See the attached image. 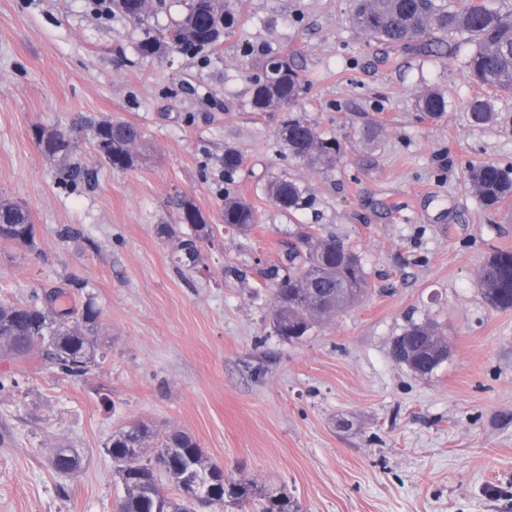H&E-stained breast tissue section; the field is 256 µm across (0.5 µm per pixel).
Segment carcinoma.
<instances>
[{
  "label": "carcinoma",
  "mask_w": 512,
  "mask_h": 512,
  "mask_svg": "<svg viewBox=\"0 0 512 512\" xmlns=\"http://www.w3.org/2000/svg\"><path fill=\"white\" fill-rule=\"evenodd\" d=\"M182 17L160 34L149 30L137 44L143 58H155L165 51L197 55L218 45L221 37L232 35L238 25L234 0H183ZM112 10L144 24L140 0H112ZM349 18L369 42L394 46L418 42L435 55L453 50L451 42L462 39L473 45L466 69L482 94L468 105L470 121L483 124L496 117L493 97L512 94V7L494 8L486 0H351ZM264 73L251 80L247 107L252 112H285L277 133L281 155L317 169L322 174L335 170L343 156L340 142L319 131L302 114L290 113L291 106L305 90V83L288 58L268 56L255 63ZM422 117L437 120L448 111L444 94L431 89L416 101ZM93 146L100 160L110 168L128 169L135 163L133 147L143 138L133 124L110 118L89 119ZM34 136L45 156L59 163L73 184L88 180L89 173L71 163L74 142L57 136L56 129L36 126ZM224 184L237 182L244 166L242 152L224 148L221 158ZM473 193L487 208L512 198V168L494 162L472 164L466 170ZM270 200L283 212L292 214L310 204L307 190L286 176L272 178L266 187ZM180 223L187 231L170 224L159 227L160 236L177 241V262L196 264L199 243L213 236V227L186 195L179 200ZM220 219L225 226L247 233L259 223L256 210L242 197L224 190ZM35 224L22 204L0 201V242L32 247ZM261 285L270 289L272 327L275 335L288 342L302 340L322 321L361 302L369 294L368 279L360 253L343 240L303 224L288 241L280 262L258 271ZM477 286L492 307L512 309V250L489 255L477 274ZM55 299L35 298L26 304L0 302V358L22 363L34 356L55 366L61 373L79 377L97 362L100 310L91 302L79 309L54 306ZM444 334L431 320L410 321L392 343L394 360L410 366L419 376L431 374L429 364L448 351ZM115 477L124 496L119 512H191L184 491L193 482L213 494L214 507L242 505L260 494L267 498L262 512H297L286 494L258 492L252 481L234 479L210 462L197 441L187 433L172 432L158 440L144 422L132 423L112 433L106 444ZM54 468L61 473L79 469V453L58 445L52 453ZM168 483L179 500L148 492L149 486Z\"/></svg>",
  "instance_id": "carcinoma-1"
}]
</instances>
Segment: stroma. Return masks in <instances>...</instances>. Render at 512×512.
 <instances>
[{
    "mask_svg": "<svg viewBox=\"0 0 512 512\" xmlns=\"http://www.w3.org/2000/svg\"><path fill=\"white\" fill-rule=\"evenodd\" d=\"M238 7L239 28L212 50L151 60L136 45L180 18V0H158L144 26L92 0H0V200L24 204L37 230L35 249L0 243V301L60 288L64 306L94 302L104 353L77 378L0 359V512H116L105 445L131 420L192 435L228 476L285 488L299 512H512V309L476 281L512 249V200L486 209L464 180L471 162L512 165V95L495 97L497 120L471 123V44L436 61L367 42L350 0ZM276 55L305 82L295 112L343 146L331 174L283 159L281 113L246 107L254 61ZM431 87L448 98L435 121L415 109ZM80 116L139 126L136 165L103 166ZM35 125L71 130L93 181L66 183ZM229 145L260 217L245 235L218 218ZM280 174L310 207H275L264 187ZM183 194L214 228L195 269L157 234ZM302 224L360 252L370 294L289 343L256 264ZM426 318L449 353L419 377L390 347ZM58 444L81 452L77 472L52 468Z\"/></svg>",
    "mask_w": 512,
    "mask_h": 512,
    "instance_id": "1",
    "label": "stroma"
}]
</instances>
